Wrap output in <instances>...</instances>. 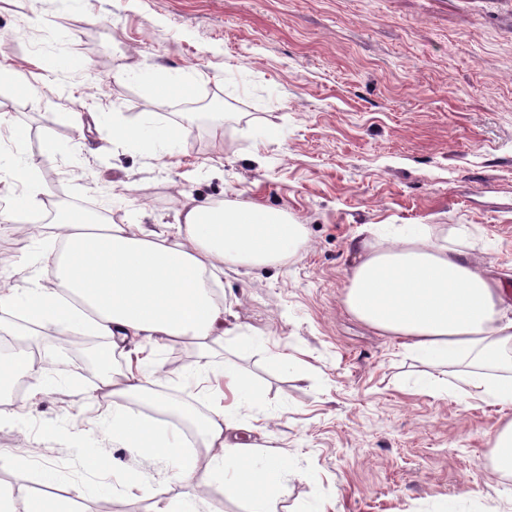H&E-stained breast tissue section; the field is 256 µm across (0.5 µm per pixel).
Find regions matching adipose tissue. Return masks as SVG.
I'll return each instance as SVG.
<instances>
[{"label":"adipose tissue","instance_id":"ef3b65f1","mask_svg":"<svg viewBox=\"0 0 512 512\" xmlns=\"http://www.w3.org/2000/svg\"><path fill=\"white\" fill-rule=\"evenodd\" d=\"M112 133L137 149L168 151L183 127L129 124L112 119ZM65 246L43 255L56 287L0 294V312L34 310L45 323L90 324L113 348L138 337L159 345L175 338L254 340L219 298L225 267L252 269L280 263L306 243L302 225L281 210L243 201L178 204L171 224H104L60 208ZM343 298L346 310L435 367L458 368L461 398L512 406V295L493 279L479 250L464 239L417 224L391 235L372 224L358 232ZM140 360L121 390L122 403L97 425L114 441L164 460L175 482L232 491L247 512H277L266 493L288 474L287 461L241 443L237 407L254 394L236 373L224 374L235 402L196 421L202 447L222 449L206 470L185 451L183 438L163 419H143L134 405L165 412L176 405L157 393Z\"/></svg>","mask_w":512,"mask_h":512}]
</instances>
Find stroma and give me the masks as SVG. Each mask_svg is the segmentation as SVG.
Instances as JSON below:
<instances>
[{"label": "stroma", "mask_w": 512, "mask_h": 512, "mask_svg": "<svg viewBox=\"0 0 512 512\" xmlns=\"http://www.w3.org/2000/svg\"><path fill=\"white\" fill-rule=\"evenodd\" d=\"M0 54L28 81L0 84V210L24 201L10 163L20 148L54 206L107 222L173 223L182 195L253 201L305 227L308 247L284 263L224 274L219 293L259 333L255 348L230 336L130 343L111 355L113 387L148 358L187 435L224 407L225 369L238 372L268 414L240 440L288 461L279 512H512V479L490 462L512 408L420 389L430 366L342 303L364 224L466 227L512 289V0H0ZM132 65L179 84L156 95ZM98 112L189 132L171 153L134 149L94 124ZM53 208L0 233V292L54 288L37 256L60 247ZM20 322L46 366L18 400L0 393V485L16 512L49 498L153 512V498L122 487L76 494L100 473L169 484L168 468L95 425L120 397L82 344L0 314ZM202 362L203 399L181 383ZM22 438L37 455L16 458Z\"/></svg>", "instance_id": "obj_1"}]
</instances>
